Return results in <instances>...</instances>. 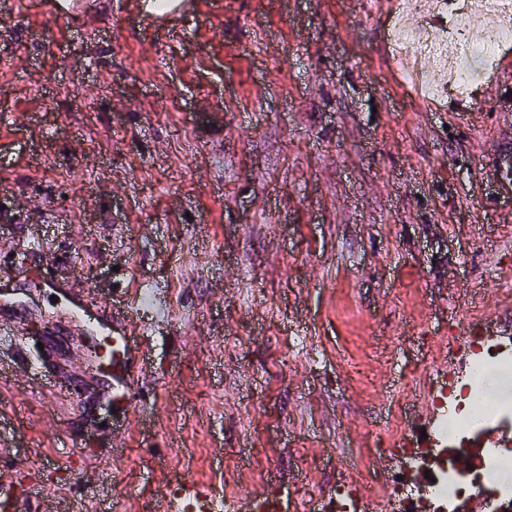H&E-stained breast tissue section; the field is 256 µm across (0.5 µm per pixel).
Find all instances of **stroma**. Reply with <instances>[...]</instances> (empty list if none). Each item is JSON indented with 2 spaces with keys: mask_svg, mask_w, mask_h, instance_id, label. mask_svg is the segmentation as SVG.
Masks as SVG:
<instances>
[{
  "mask_svg": "<svg viewBox=\"0 0 512 512\" xmlns=\"http://www.w3.org/2000/svg\"><path fill=\"white\" fill-rule=\"evenodd\" d=\"M129 2L0 12V242L169 312L143 321L146 425L115 460L111 411L68 414L98 399L93 350L23 289L22 336L0 337L15 483L76 484L59 512H153L175 470L302 502L361 465L414 474L393 414L441 381L442 339L485 316L512 337V70L428 111L368 0H198L163 27ZM47 337L56 366L20 369ZM65 434L97 460L51 465ZM50 13L54 19H68L72 15L87 10L90 7L88 0H51Z\"/></svg>",
  "mask_w": 512,
  "mask_h": 512,
  "instance_id": "1",
  "label": "stroma"
}]
</instances>
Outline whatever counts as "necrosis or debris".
Wrapping results in <instances>:
<instances>
[{"instance_id": "obj_1", "label": "necrosis or debris", "mask_w": 512, "mask_h": 512, "mask_svg": "<svg viewBox=\"0 0 512 512\" xmlns=\"http://www.w3.org/2000/svg\"><path fill=\"white\" fill-rule=\"evenodd\" d=\"M484 18L474 16L467 0H396L389 29L398 57L417 64L415 83L431 98L467 93L474 69H488L506 42L512 41V0H485ZM465 399H452V424L440 429L438 451L415 449L414 459L437 471L431 486L432 512L449 506L470 487L468 478L451 476L449 443L477 434L491 419L512 417V401L490 405L484 400L483 378L490 369L512 371V340L478 342Z\"/></svg>"}]
</instances>
